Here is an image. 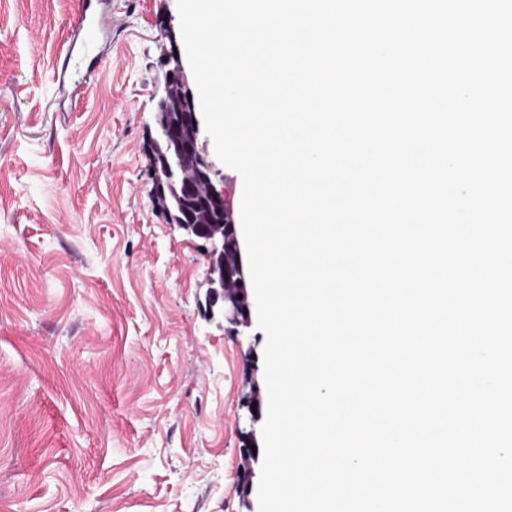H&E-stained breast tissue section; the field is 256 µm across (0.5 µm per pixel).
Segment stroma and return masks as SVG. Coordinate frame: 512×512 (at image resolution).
<instances>
[{"mask_svg":"<svg viewBox=\"0 0 512 512\" xmlns=\"http://www.w3.org/2000/svg\"><path fill=\"white\" fill-rule=\"evenodd\" d=\"M112 4L74 102L77 0H0V512H257L237 467L266 336L204 319L202 242L148 195L177 3Z\"/></svg>","mask_w":512,"mask_h":512,"instance_id":"stroma-1","label":"stroma"}]
</instances>
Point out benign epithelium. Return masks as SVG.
Returning a JSON list of instances; mask_svg holds the SVG:
<instances>
[{
    "label": "benign epithelium",
    "instance_id": "1",
    "mask_svg": "<svg viewBox=\"0 0 512 512\" xmlns=\"http://www.w3.org/2000/svg\"><path fill=\"white\" fill-rule=\"evenodd\" d=\"M175 42H170L161 57V66L165 68V78L161 86L155 91L153 98L156 107H164L170 100L175 89H180V100L187 111L188 120L192 126L193 139L188 147V159L176 155L163 170L153 171L152 187L149 196L155 197L163 183L174 178L179 179L191 189H200L206 192L219 211L224 213V230L229 237L212 231H205L197 224H177L175 228L188 235L204 240L206 254L209 262L208 287L204 301L200 303L204 317L209 321L227 322L233 326L235 335H240V328L252 324V313L255 307L246 288L245 267L237 239L236 225L234 223V205L231 198L224 195V189L216 181V171L203 152L201 138L203 131L198 116L195 98L191 97L187 74L181 59L180 52L176 51ZM232 241L236 254L235 268L231 271L219 272L215 258L224 253V240ZM249 411L250 421L255 423L261 417L262 397L258 388H253L245 402ZM246 442L252 451L241 450L240 466L238 469V482L244 491L252 488L254 478V464L257 456L253 449L257 444L253 434L246 433Z\"/></svg>",
    "mask_w": 512,
    "mask_h": 512
}]
</instances>
